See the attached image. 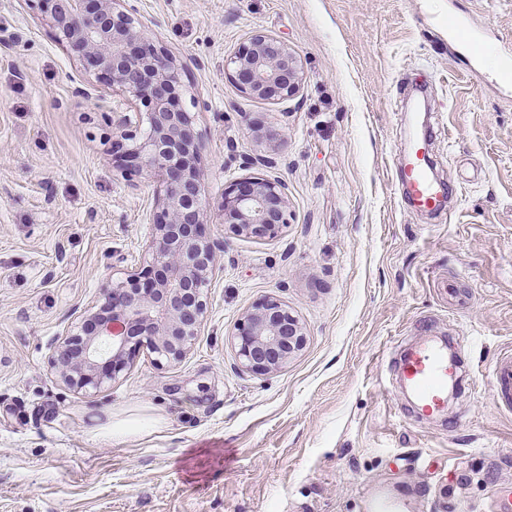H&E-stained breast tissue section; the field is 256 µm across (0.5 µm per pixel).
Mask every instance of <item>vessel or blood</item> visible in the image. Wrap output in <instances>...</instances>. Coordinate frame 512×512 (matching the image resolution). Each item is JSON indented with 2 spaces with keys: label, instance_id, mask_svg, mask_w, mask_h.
<instances>
[{
  "label": "vessel or blood",
  "instance_id": "1",
  "mask_svg": "<svg viewBox=\"0 0 512 512\" xmlns=\"http://www.w3.org/2000/svg\"><path fill=\"white\" fill-rule=\"evenodd\" d=\"M426 154L409 144L403 168V184L414 204L422 210H438L444 198L426 168ZM400 381L421 414L429 416L448 404V386L459 381V366L448 357V346L432 340L406 350L394 363Z\"/></svg>",
  "mask_w": 512,
  "mask_h": 512
}]
</instances>
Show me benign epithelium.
I'll list each match as a JSON object with an SVG mask.
<instances>
[{"mask_svg":"<svg viewBox=\"0 0 512 512\" xmlns=\"http://www.w3.org/2000/svg\"><path fill=\"white\" fill-rule=\"evenodd\" d=\"M30 2L86 72L145 107L133 116L112 113L111 152L126 176L155 179L161 187L146 265L105 286L100 304L83 313L49 360L66 386L97 392L143 349L159 364L186 356L207 314L205 288L223 246L206 233L202 137L181 105L182 65L145 37L134 0ZM224 73L241 92L266 100L294 96L303 79L295 50L262 32L226 57ZM250 129L270 152L279 150V131L262 123ZM220 211L224 231L273 238L288 224L286 185L270 175L233 181L224 187ZM232 341L244 369L268 375L303 348L305 334L288 306L267 296L244 315Z\"/></svg>","mask_w":512,"mask_h":512,"instance_id":"7a95c632","label":"benign epithelium"}]
</instances>
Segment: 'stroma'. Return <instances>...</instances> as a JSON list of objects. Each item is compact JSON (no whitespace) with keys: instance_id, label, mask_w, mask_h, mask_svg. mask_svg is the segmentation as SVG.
<instances>
[{"instance_id":"obj_1","label":"stroma","mask_w":512,"mask_h":512,"mask_svg":"<svg viewBox=\"0 0 512 512\" xmlns=\"http://www.w3.org/2000/svg\"><path fill=\"white\" fill-rule=\"evenodd\" d=\"M146 37L183 64L208 173L207 232L222 241L192 350L141 351L98 392L49 366L107 281L147 257L160 187L125 177L103 139L134 106L95 84L39 10L0 0V512H366L367 493L410 512H492L512 492V409L494 387L512 357V84L477 65L445 18L512 54V0H137ZM301 60L299 93L241 92L224 59L253 32ZM90 95L76 94V87ZM419 100L441 217L403 200L401 147ZM283 130L276 171L289 223L225 234V186L262 174L249 122ZM274 296L306 342L282 370L245 371L232 337ZM452 338L464 378L419 422L383 363L424 335ZM162 417L112 445L92 417Z\"/></svg>"}]
</instances>
